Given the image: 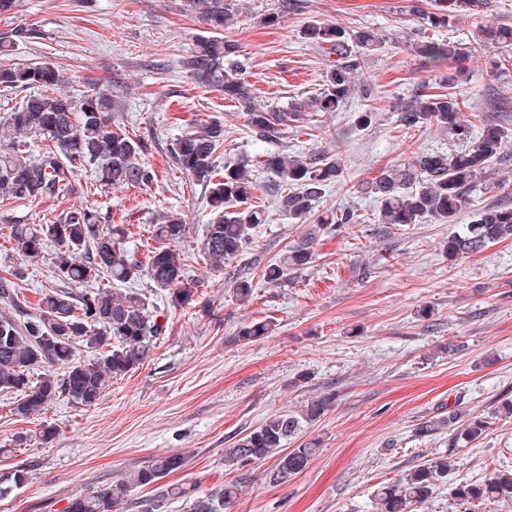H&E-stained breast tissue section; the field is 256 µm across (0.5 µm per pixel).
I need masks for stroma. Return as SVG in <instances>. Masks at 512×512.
<instances>
[{
    "instance_id": "35a3bbf8",
    "label": "stroma",
    "mask_w": 512,
    "mask_h": 512,
    "mask_svg": "<svg viewBox=\"0 0 512 512\" xmlns=\"http://www.w3.org/2000/svg\"><path fill=\"white\" fill-rule=\"evenodd\" d=\"M440 0H240L237 25L226 30L245 64L243 78L258 105L285 109L320 93L336 57L301 31L318 20L346 30L374 32L382 44L366 52L355 81L374 85L369 127L351 130L364 101L260 137L223 93L199 86L182 66L205 28L186 0H16L0 15L10 45L0 63L49 61L73 97L106 90L119 108L113 120L147 146L144 160L156 177L141 188L102 186L90 168H74L55 192L36 200L0 203V278L11 277L28 308L42 291L59 287L53 265L60 251L46 242V258L30 263L10 241L13 224H40L73 209L99 213L106 224L129 225L134 243L152 236L158 214L182 217L186 236L177 249L195 302L173 306L159 298L164 332L139 368L115 379L98 405L65 400L30 418L12 414L13 395L0 393V475L24 470L26 482L0 500V512H62L68 498L100 490L161 455L181 454L186 466L167 483L207 493L232 476L224 450L278 413H295L311 399L332 395L328 411L304 432L319 451L305 471L270 483L274 459L252 466L228 512H372V494L425 460L449 455L456 469L413 512H464L454 489L483 480L495 464L512 465V240L448 261L443 246L475 210L512 201V144L492 170L493 188L474 193L456 223L407 227L383 223L363 183L411 163L420 153L456 143L433 127L403 129V109L425 88L441 87L447 67H422L409 35L452 40L466 53L457 90L474 118L512 129V47L488 48L479 22L512 26V0H476L460 7L451 27L423 29L418 9ZM274 25H265L267 16ZM224 124L218 162L249 160L258 184L252 204L265 206L244 260L215 270L200 247L211 207L201 186L176 164L174 140L197 124ZM339 154L343 173L306 223H289L263 189L272 175L267 153ZM352 209L361 223L321 234L313 261L294 281L275 288L262 269L310 232L324 211ZM252 275L254 296L241 304L236 278ZM267 319L276 330L242 339L241 330ZM462 409L489 418L483 438L465 444L453 429L419 438L421 423ZM56 436L43 443L39 432Z\"/></svg>"
}]
</instances>
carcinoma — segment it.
I'll return each mask as SVG.
<instances>
[{
	"label": "carcinoma",
	"instance_id": "obj_1",
	"mask_svg": "<svg viewBox=\"0 0 512 512\" xmlns=\"http://www.w3.org/2000/svg\"><path fill=\"white\" fill-rule=\"evenodd\" d=\"M207 35L197 39L185 67L198 84L224 93V99L246 113L248 125L262 134L278 133L290 122H303L310 115L335 112L359 91L370 96V87L356 86L354 74L361 68L367 51L380 44L369 31H351L311 21L303 37L337 55L336 64L326 75L321 95L293 103L288 111L266 109L255 102L241 78L243 65L236 60L237 45L224 38V30L237 23L238 0H193ZM424 23L445 28L455 17L451 8L437 13L422 11ZM484 42L512 45V28L487 21L479 22ZM409 49L426 65L451 64L462 60L459 45L447 41L411 38ZM448 92L422 94L408 105L402 125L446 129L463 141L461 148L446 153L425 152L413 163L386 171L369 182V193L379 201L384 223L409 226L425 217L441 224H453L471 205L472 193L480 179L493 169L512 143V130L483 124L473 130L460 123L463 97L454 91V77L446 78ZM60 74L51 62L25 66L0 65V87L22 95L7 118L10 146L0 147V200L30 201L52 192L68 180L69 170L57 157L62 154L71 165L94 167L100 181L141 187L154 179L151 169L141 163L145 143L112 123L118 105L112 95L92 92L76 99L63 90ZM43 136L53 149L35 160L24 147L29 140ZM224 144V125L206 121L173 143L175 162L205 189L214 217L206 225L202 242L203 258L217 270L224 263L245 256L253 232L268 223L265 210L248 205L258 185L251 177L249 164L228 163L219 170L216 155ZM276 180L266 192L278 200L282 215L290 224H303L314 212L326 190L343 172L339 154L318 160L306 156L273 154L264 160ZM318 225L290 246L262 271V280L281 285L288 276L306 269L313 259L312 245L320 232H336L346 224L358 223L350 209L329 211L317 217ZM186 235V225L176 215L164 214L154 226V245L144 256L129 249L130 231L125 224L102 225L99 217L83 210L69 211L47 224H12L9 237L15 248L31 261L44 258L45 241L53 240L63 252L58 256V278L69 284L90 281L98 287L72 294L50 289L42 294L37 312H25V299L18 285L0 280V303L18 312V317L0 318V392L15 395L14 415L28 418L39 415L53 402L66 399L92 407L98 404L108 383L140 366L151 347L162 335L161 325L150 298L133 292H116L114 285H125L147 276L154 288L170 294L172 302L186 307L196 300L198 288L184 280L179 252L174 249ZM512 237V204L483 208L463 232L448 239V260L483 252L489 245ZM274 323L263 320L242 331L245 339L270 335ZM90 350L84 359L76 349ZM44 372L38 376L34 372ZM332 403V396L315 399L298 414H275L224 449V466L232 471L268 458L277 457L268 472L269 480L280 483L304 471L317 453V442L308 440L289 450L285 446L304 426L318 421ZM455 427L456 439L472 443L481 439L488 421L462 410H453L436 422L428 421L417 429V436H428L437 427ZM186 465L181 455L157 456L141 468L116 479L91 494L67 500L61 512H118L121 505H133L139 512H163L171 500L186 499L190 512H224L239 494V483H227L204 495L193 493L184 484L161 485L159 481ZM454 459L436 456L399 478L382 486L374 495L375 512H408L410 504L427 501L437 482L448 479ZM25 480L22 469L0 477V499ZM155 486L156 493L140 501L131 500L137 487ZM455 496L462 503L478 507L497 499L512 498V467L494 469L488 478L459 485Z\"/></svg>",
	"mask_w": 512,
	"mask_h": 512
}]
</instances>
